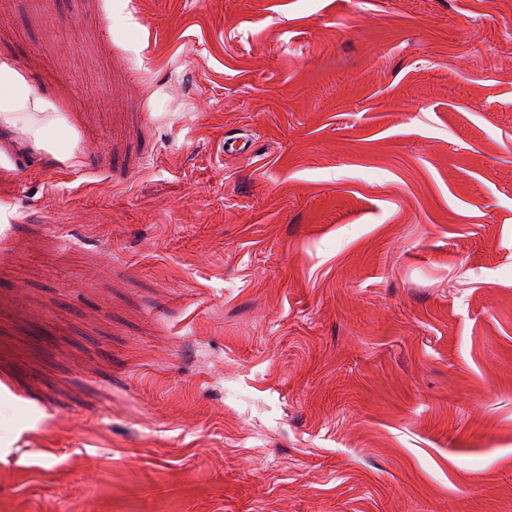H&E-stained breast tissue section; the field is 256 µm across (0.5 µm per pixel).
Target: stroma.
<instances>
[{
	"label": "stroma",
	"mask_w": 512,
	"mask_h": 512,
	"mask_svg": "<svg viewBox=\"0 0 512 512\" xmlns=\"http://www.w3.org/2000/svg\"><path fill=\"white\" fill-rule=\"evenodd\" d=\"M0 74V512H512V0H0Z\"/></svg>",
	"instance_id": "1"
}]
</instances>
